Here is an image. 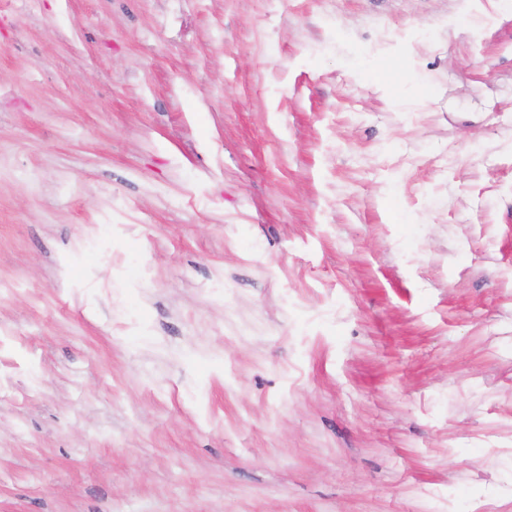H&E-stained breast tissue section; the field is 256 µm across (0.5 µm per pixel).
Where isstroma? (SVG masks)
<instances>
[{"instance_id":"obj_1","label":"stroma","mask_w":512,"mask_h":512,"mask_svg":"<svg viewBox=\"0 0 512 512\" xmlns=\"http://www.w3.org/2000/svg\"><path fill=\"white\" fill-rule=\"evenodd\" d=\"M0 512H512V0H0Z\"/></svg>"}]
</instances>
